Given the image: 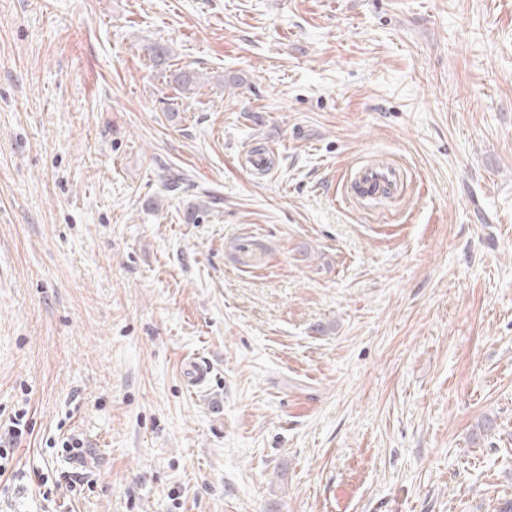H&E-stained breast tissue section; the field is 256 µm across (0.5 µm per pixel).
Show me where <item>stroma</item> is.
Segmentation results:
<instances>
[{"mask_svg": "<svg viewBox=\"0 0 512 512\" xmlns=\"http://www.w3.org/2000/svg\"><path fill=\"white\" fill-rule=\"evenodd\" d=\"M381 159L403 191L346 200ZM21 410L0 512H498L512 0H0ZM183 371L190 387L198 389L208 384L212 369L208 362L193 357L184 363Z\"/></svg>", "mask_w": 512, "mask_h": 512, "instance_id": "1", "label": "stroma"}]
</instances>
